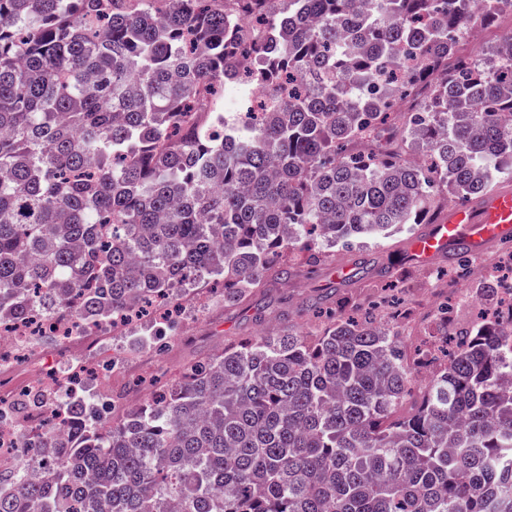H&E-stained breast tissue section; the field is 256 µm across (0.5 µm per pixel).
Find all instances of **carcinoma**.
I'll list each match as a JSON object with an SVG mask.
<instances>
[{"label": "carcinoma", "mask_w": 512, "mask_h": 512, "mask_svg": "<svg viewBox=\"0 0 512 512\" xmlns=\"http://www.w3.org/2000/svg\"><path fill=\"white\" fill-rule=\"evenodd\" d=\"M498 2L0 0V330L37 310L132 322L214 281L233 306L292 254L512 179V57L456 54ZM407 98L395 144L349 148ZM435 330L425 381L372 313L338 312L136 405L65 396L0 464V512H512V321L450 336L442 303Z\"/></svg>", "instance_id": "1"}]
</instances>
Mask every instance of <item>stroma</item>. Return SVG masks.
Segmentation results:
<instances>
[{
  "mask_svg": "<svg viewBox=\"0 0 512 512\" xmlns=\"http://www.w3.org/2000/svg\"><path fill=\"white\" fill-rule=\"evenodd\" d=\"M510 32L512 16L504 15L496 24L478 28L459 48L470 57L487 60ZM426 230V225L411 224L386 241L333 248L315 263L293 267L288 275L268 281L235 306H225L209 289H196L183 299L171 344L161 352L133 348L144 323L111 330L109 352L123 362L112 374L113 394L123 396L127 404L139 403L152 382L168 378L193 360L220 352L235 339L289 327L312 333L321 326L319 306L347 311L375 303L383 295L412 309L411 319L391 322L390 327L404 350L413 351L433 328L428 318L435 306V278L451 276L460 256L453 250L425 265L413 262L408 256L409 243ZM344 268L350 275L342 279L338 273Z\"/></svg>",
  "mask_w": 512,
  "mask_h": 512,
  "instance_id": "stroma-1",
  "label": "stroma"
}]
</instances>
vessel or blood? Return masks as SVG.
<instances>
[{"instance_id":"b4317fda","label":"vessel or blood","mask_w":512,"mask_h":512,"mask_svg":"<svg viewBox=\"0 0 512 512\" xmlns=\"http://www.w3.org/2000/svg\"><path fill=\"white\" fill-rule=\"evenodd\" d=\"M512 240V192L487 194L480 206H459L447 217L415 238L410 246L413 261L424 264L456 246L470 253L487 245Z\"/></svg>"}]
</instances>
